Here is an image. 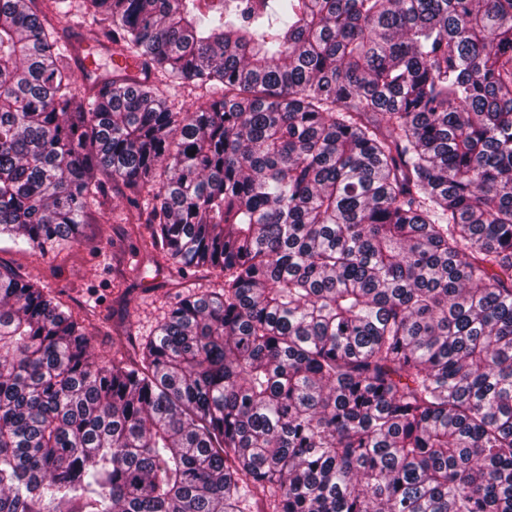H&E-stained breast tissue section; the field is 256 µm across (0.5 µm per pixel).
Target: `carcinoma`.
<instances>
[{
	"instance_id": "obj_1",
	"label": "carcinoma",
	"mask_w": 512,
	"mask_h": 512,
	"mask_svg": "<svg viewBox=\"0 0 512 512\" xmlns=\"http://www.w3.org/2000/svg\"><path fill=\"white\" fill-rule=\"evenodd\" d=\"M34 2L0 0V235L118 197L224 288L98 360L0 269V512H512V0H84L80 47ZM155 84L166 100L167 105L173 111H184L195 107L199 103L206 101L208 94L205 89L194 86H185L181 88H173L168 86L166 80L161 75H157L154 79Z\"/></svg>"
}]
</instances>
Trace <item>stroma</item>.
<instances>
[{
  "label": "stroma",
  "mask_w": 512,
  "mask_h": 512,
  "mask_svg": "<svg viewBox=\"0 0 512 512\" xmlns=\"http://www.w3.org/2000/svg\"><path fill=\"white\" fill-rule=\"evenodd\" d=\"M126 207L113 199L104 215L88 217L78 244L38 256L0 237V264L59 296L74 312L94 310L90 348L106 357L131 353V341L153 334L180 294L221 287L215 271L199 269L188 280L154 263L144 242L147 229L131 233Z\"/></svg>",
  "instance_id": "35a3bbf8"
}]
</instances>
